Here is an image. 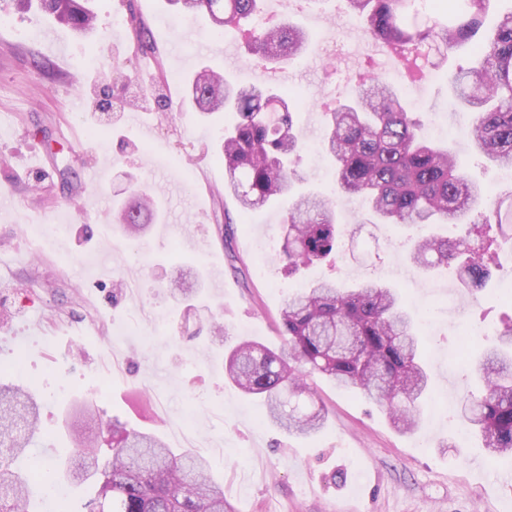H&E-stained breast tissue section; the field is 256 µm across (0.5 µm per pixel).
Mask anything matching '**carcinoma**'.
<instances>
[{"label": "carcinoma", "instance_id": "1", "mask_svg": "<svg viewBox=\"0 0 512 512\" xmlns=\"http://www.w3.org/2000/svg\"><path fill=\"white\" fill-rule=\"evenodd\" d=\"M68 25L73 32L95 26L91 0H17ZM189 16H205L225 31L247 33L252 54L268 63L301 57L309 34L291 22L257 29L252 22L261 0H168ZM345 15L374 44L390 51L400 66L423 75L444 68L448 51L482 36L471 65L446 71L451 104L472 115L471 147L490 164L512 169V8L485 27L490 0H345ZM126 24L139 51H151L148 30L134 5ZM193 108L203 114L231 112L221 153L225 185L240 211L288 199L280 261L290 277L327 260L355 228L339 221L336 199L362 198L379 224L425 233L410 249L412 264L431 272L446 268L472 292L491 277L496 246L512 240V201L491 199L460 169L448 143L428 141L422 123L406 107L400 89L367 78L350 100L322 113L323 149L336 166L332 197L297 189L295 164L305 143L291 101L265 85L241 87L204 68L187 81ZM114 218L138 237L159 220L146 191L118 205ZM468 224L465 236L436 234V224ZM284 345L275 351L242 339L229 347L225 374L242 393L259 396L269 419L285 432L311 436L325 426L324 406L308 411L299 398L314 395L312 380L324 377L337 388L360 392L384 404L391 424L413 431L430 392L431 376L413 319L399 292L381 279L343 287L319 280L288 298L280 312ZM475 377L482 394L462 399L458 418L492 455H512V319L496 343L478 355ZM39 407L22 386L0 388V512H31L29 476L13 460L34 443ZM83 455L66 472L70 480L92 481L96 497L89 512H230L224 490L209 480L202 455L174 453L156 435L112 425L107 457L76 437Z\"/></svg>", "mask_w": 512, "mask_h": 512}]
</instances>
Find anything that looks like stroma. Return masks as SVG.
<instances>
[{"label":"stroma","mask_w":512,"mask_h":512,"mask_svg":"<svg viewBox=\"0 0 512 512\" xmlns=\"http://www.w3.org/2000/svg\"><path fill=\"white\" fill-rule=\"evenodd\" d=\"M134 3L155 50L135 52L124 20ZM95 31L81 38L35 10L0 0V253L41 250L38 266L0 265V385L32 389L43 437L31 463L68 466L76 454L63 429L66 414L84 402L103 422L148 429L175 450L206 455L232 512H480L512 508V456L493 458L460 434L447 409L476 389L473 373L512 302V241L503 243L484 290L470 293L447 272L429 274L409 261L410 229L372 224L358 202L341 200L342 223H363L344 242L336 265L315 264L302 278L280 272L277 253L285 204L241 214L224 190L216 157L232 116L206 118L184 104L183 80L201 67L229 80L257 81L293 98L309 143L300 170L306 187L330 196L336 175L323 158L321 104L347 97L364 70L393 80L370 38L343 14V0H265V15L305 27L311 40L288 64L255 60L243 38L221 35L207 19L189 20L164 0H93ZM45 59L51 76L33 59ZM167 80L157 95L172 101L168 116L138 103L140 86L157 71ZM120 87L111 111L93 113L103 84ZM409 112L435 137L455 134L462 170L495 196L512 193L498 169L484 167L463 135L469 123L455 112L447 82L433 77L403 90ZM96 119L104 134L87 133ZM154 132L143 138L142 125ZM147 190L165 212L141 238H128L112 212L131 191ZM234 229L233 248L246 275H234L220 239ZM194 238L195 252L185 250ZM200 271L192 302L167 290L178 267ZM352 284L376 277L401 290L414 316H429L422 335L434 386L416 431L390 423L385 407L316 382L328 412L316 436L288 435L271 425L256 399L224 378L225 350L213 344L212 317L232 338L280 348L275 323L295 289L316 278ZM223 281L212 293L209 279ZM123 280L121 296L112 283ZM461 301L448 313L447 291ZM466 322L484 325L468 352L457 345Z\"/></svg>","instance_id":"obj_1"}]
</instances>
